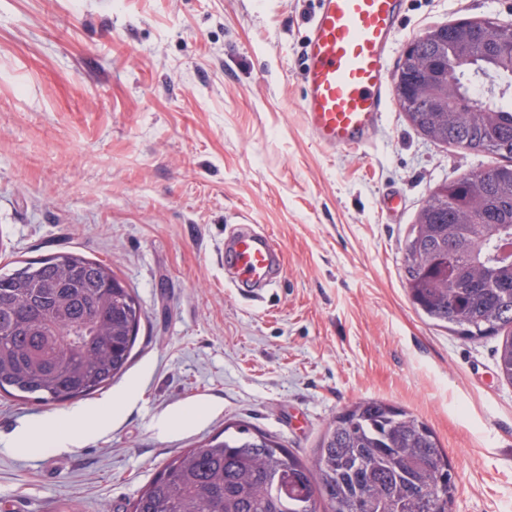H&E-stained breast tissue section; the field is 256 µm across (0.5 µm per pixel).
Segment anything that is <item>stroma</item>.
Here are the masks:
<instances>
[{
    "label": "stroma",
    "mask_w": 512,
    "mask_h": 512,
    "mask_svg": "<svg viewBox=\"0 0 512 512\" xmlns=\"http://www.w3.org/2000/svg\"><path fill=\"white\" fill-rule=\"evenodd\" d=\"M315 0H0V269L77 252L142 311L125 373L80 400L108 430L59 450L17 434L69 413L0 393V512H127L174 455L231 423L306 462L362 398L422 417L458 475L453 512H512V384L498 337L410 303L402 249L439 185L495 164L436 144L391 104L364 149L320 146L302 115ZM512 0H404L388 56ZM246 223L285 264L252 299L224 235ZM191 405L202 418L183 423ZM171 428H158L161 420Z\"/></svg>",
    "instance_id": "1"
}]
</instances>
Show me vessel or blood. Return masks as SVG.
Returning <instances> with one entry per match:
<instances>
[{"label": "vessel or blood", "mask_w": 512, "mask_h": 512, "mask_svg": "<svg viewBox=\"0 0 512 512\" xmlns=\"http://www.w3.org/2000/svg\"><path fill=\"white\" fill-rule=\"evenodd\" d=\"M400 0H318L303 53L305 125L321 146L364 147L380 124L394 78L387 53ZM235 286L254 291L283 268L273 239L241 224L224 240Z\"/></svg>", "instance_id": "obj_1"}]
</instances>
